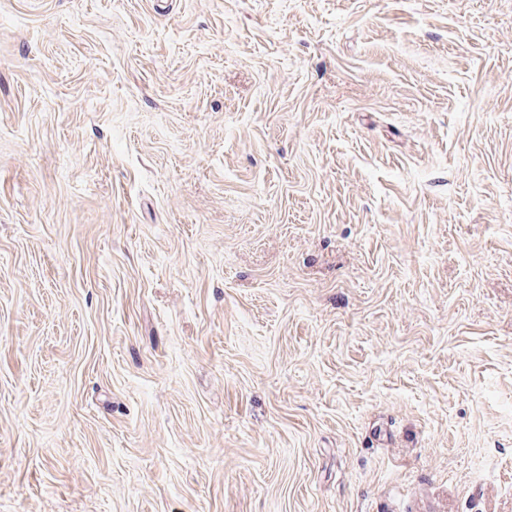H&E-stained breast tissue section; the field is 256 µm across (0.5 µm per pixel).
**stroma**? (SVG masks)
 Returning a JSON list of instances; mask_svg holds the SVG:
<instances>
[{
	"instance_id": "1",
	"label": "stroma",
	"mask_w": 512,
	"mask_h": 512,
	"mask_svg": "<svg viewBox=\"0 0 512 512\" xmlns=\"http://www.w3.org/2000/svg\"><path fill=\"white\" fill-rule=\"evenodd\" d=\"M0 512H512V0H0Z\"/></svg>"
}]
</instances>
